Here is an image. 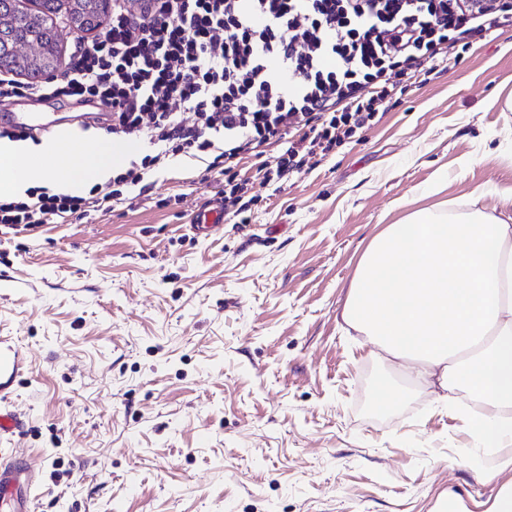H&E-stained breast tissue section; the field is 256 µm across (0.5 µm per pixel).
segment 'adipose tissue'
Instances as JSON below:
<instances>
[{
  "mask_svg": "<svg viewBox=\"0 0 512 512\" xmlns=\"http://www.w3.org/2000/svg\"><path fill=\"white\" fill-rule=\"evenodd\" d=\"M128 153L74 136L39 144L0 139V199L41 186L77 194ZM473 195L466 209H419L384 225L364 252L343 321L398 360L440 402L465 390L484 405L472 428L496 457L486 512H512V224Z\"/></svg>",
  "mask_w": 512,
  "mask_h": 512,
  "instance_id": "ef3b65f1",
  "label": "adipose tissue"
}]
</instances>
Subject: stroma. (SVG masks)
<instances>
[{
  "label": "stroma",
  "instance_id": "35a3bbf8",
  "mask_svg": "<svg viewBox=\"0 0 512 512\" xmlns=\"http://www.w3.org/2000/svg\"><path fill=\"white\" fill-rule=\"evenodd\" d=\"M510 97L507 28L449 46L281 188L257 175L275 151L243 158L248 223L196 235L222 186L176 156L92 220L0 224V336L28 361L4 395L23 426L0 460H30L31 512H433L448 495L484 512L497 485L468 421L480 403H433L341 311L377 225L476 192L512 224ZM10 109L80 121L100 106Z\"/></svg>",
  "mask_w": 512,
  "mask_h": 512
}]
</instances>
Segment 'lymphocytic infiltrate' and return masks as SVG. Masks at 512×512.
<instances>
[{"label":"lymphocytic infiltrate","mask_w":512,"mask_h":512,"mask_svg":"<svg viewBox=\"0 0 512 512\" xmlns=\"http://www.w3.org/2000/svg\"><path fill=\"white\" fill-rule=\"evenodd\" d=\"M512 27V0L480 10L466 0H112L106 28L72 42L61 78L31 83L0 73V103L46 95L94 97L112 112L113 141L149 147L88 196L31 188L0 203V224L25 229L85 219L126 202L144 171L169 157L232 170L275 146L276 184L357 131L386 99L428 74L449 43Z\"/></svg>","instance_id":"1"}]
</instances>
